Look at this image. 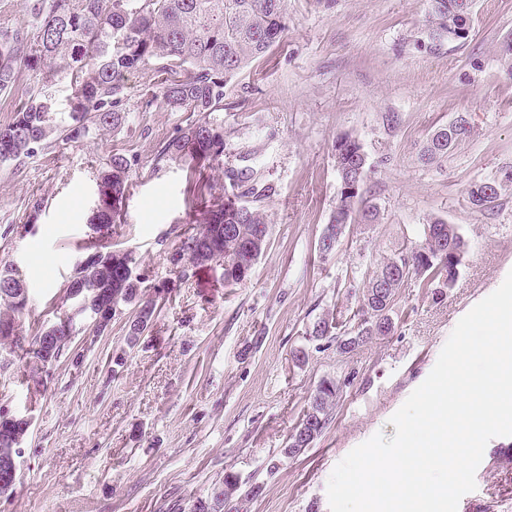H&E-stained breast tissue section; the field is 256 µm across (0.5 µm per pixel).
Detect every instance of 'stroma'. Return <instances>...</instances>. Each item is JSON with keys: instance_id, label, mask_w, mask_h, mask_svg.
I'll return each instance as SVG.
<instances>
[{"instance_id": "1", "label": "stroma", "mask_w": 512, "mask_h": 512, "mask_svg": "<svg viewBox=\"0 0 512 512\" xmlns=\"http://www.w3.org/2000/svg\"><path fill=\"white\" fill-rule=\"evenodd\" d=\"M470 35L429 45L428 0H288V30L224 85V165L252 170L270 218L250 278L225 286L209 264L182 278L167 261L206 197L196 182L230 188L207 161L162 156L188 112L146 103L154 66L126 80L121 131L91 129L20 162H0V263L17 267L28 305L26 338L68 316L70 346L43 369L0 344V408L31 422L10 497L0 512H172L223 487L233 474L249 496L234 512H330L336 464L375 433L434 367L457 322L512 271V183L491 211L473 208L472 183L512 170V0H470ZM472 131L426 166L427 139L458 114ZM356 137L370 168L364 187L377 224H350L329 255L319 240L340 183L333 144ZM131 163L121 222L97 233L89 220L97 171L112 152ZM456 225L468 249L455 287L434 298L416 279L399 288L394 329L351 352L312 337L323 319L351 324L380 262L430 220ZM133 250L157 316L128 348L135 316L120 306L103 334L68 299L78 256ZM124 364L114 367L115 356ZM324 379L340 393L322 434L284 457L307 399ZM477 487L458 512H512V437L487 445Z\"/></svg>"}]
</instances>
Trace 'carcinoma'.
I'll list each match as a JSON object with an SVG mask.
<instances>
[{"label": "carcinoma", "mask_w": 512, "mask_h": 512, "mask_svg": "<svg viewBox=\"0 0 512 512\" xmlns=\"http://www.w3.org/2000/svg\"><path fill=\"white\" fill-rule=\"evenodd\" d=\"M456 0H430V41L465 39L467 23L454 12ZM288 0H41L33 5L34 32L25 27L0 30V91L17 81L19 68L35 72L38 82L26 102L8 124L0 127V161L31 156L35 147L47 144L57 135L75 141L89 134L90 125L117 131L125 122V79L127 74L151 62L157 81L146 91L148 101L156 99L175 112H193L198 119L177 137L168 141L161 155L180 160H211L224 164V132L209 119L224 110V81L247 61L260 57L279 42L287 30ZM67 79L71 89L70 110L59 125L54 109L55 86ZM453 123L438 129L427 140L421 160L432 164L448 156L470 135V123L463 114ZM362 145L349 136L336 140L334 160L340 180V196L326 232L319 241L322 255L330 254L346 225L358 219L362 224H377L380 207L363 196L369 167L362 165ZM131 164L128 158L113 153L103 163L97 177L101 206L93 211L90 225L98 231L110 230L119 219L114 202L122 201L128 187ZM225 176L253 193L249 186L250 169H230ZM500 185L479 181L469 188L473 206L485 210L500 199ZM169 262L181 276L213 262L224 263V284L237 285L248 280L252 267H240V251L259 230H268L269 219L260 209L213 197L209 209L196 220ZM467 244L455 225L436 218L424 229L419 240H409L392 257L380 264L369 279L359 309L360 318L344 334L354 345L356 336H386L381 315L391 309L398 288L415 275L424 292L437 296L452 289L460 272L456 257L466 253ZM132 253L125 250H97L74 262L68 285L78 289L77 301L99 321L111 323L117 308L136 307L127 330V346L133 348L155 318L157 303L145 296L142 278L128 277L134 267ZM390 288L383 299L372 297L376 288ZM8 289L15 299L5 303L12 313L27 306L24 282L10 264L0 265V292ZM11 331L15 344L35 362L46 365L57 361L63 352L59 341L62 324L42 330L32 345H23L15 319L0 314L3 329ZM338 385L322 380L308 398L307 408L283 449L286 457L308 447L302 428L309 425L321 434L332 410ZM30 421L13 414L0 415V459L15 455V446L28 433ZM241 489L237 476L224 477V487L208 499H198L190 512H224L233 495Z\"/></svg>", "instance_id": "cac0c4a2"}]
</instances>
